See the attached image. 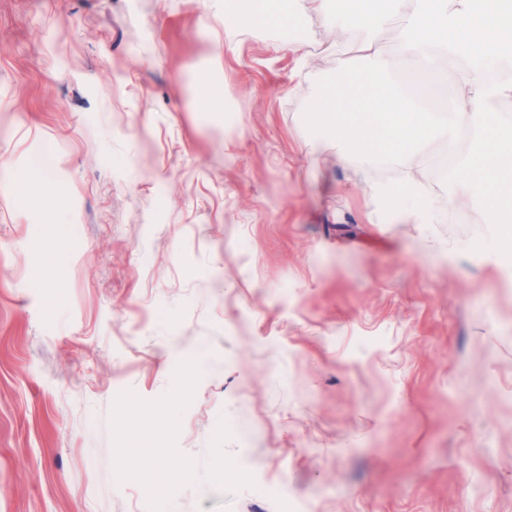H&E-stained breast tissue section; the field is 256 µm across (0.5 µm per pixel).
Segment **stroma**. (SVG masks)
<instances>
[{
	"mask_svg": "<svg viewBox=\"0 0 512 512\" xmlns=\"http://www.w3.org/2000/svg\"><path fill=\"white\" fill-rule=\"evenodd\" d=\"M328 39L303 86L224 0H0V512H512V241L365 220L394 170L311 156ZM123 429L128 434V444L125 448L114 449V461L121 468L129 470H141L153 467L154 458L149 453L148 438L144 430L140 428H129L124 425Z\"/></svg>",
	"mask_w": 512,
	"mask_h": 512,
	"instance_id": "obj_1",
	"label": "stroma"
}]
</instances>
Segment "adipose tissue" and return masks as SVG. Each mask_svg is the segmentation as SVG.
<instances>
[{
    "mask_svg": "<svg viewBox=\"0 0 512 512\" xmlns=\"http://www.w3.org/2000/svg\"><path fill=\"white\" fill-rule=\"evenodd\" d=\"M396 16L404 24L392 54L382 34ZM318 23L332 35L324 53L349 46L359 61L337 58L335 80L310 98L313 148L329 143L337 161L398 169L376 186L373 202L390 223L427 224L438 197L425 185L421 157L441 142L462 172L448 187L459 213L477 205L493 229L512 230V133L500 112L512 100V0H224L226 46L245 26L287 34L301 74L311 67L305 33ZM396 54L437 76L428 92L447 101V112H428L401 89ZM464 129L474 153L459 147Z\"/></svg>",
    "mask_w": 512,
    "mask_h": 512,
    "instance_id": "1",
    "label": "adipose tissue"
}]
</instances>
